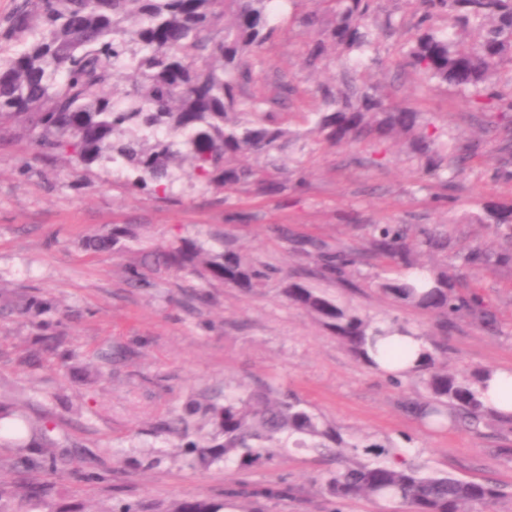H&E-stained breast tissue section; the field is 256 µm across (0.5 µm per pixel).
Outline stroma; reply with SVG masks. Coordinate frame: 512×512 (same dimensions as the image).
<instances>
[{
	"label": "stroma",
	"instance_id": "1",
	"mask_svg": "<svg viewBox=\"0 0 512 512\" xmlns=\"http://www.w3.org/2000/svg\"><path fill=\"white\" fill-rule=\"evenodd\" d=\"M289 0H278V31L266 44L255 87L272 91L277 75L292 78L288 102L291 126L304 128L318 111L315 94L326 72L304 63L309 33L292 24ZM398 54L395 40L381 41L376 63L362 69L389 102L413 107L459 142L479 143L453 203H434L433 188L419 189L414 163L403 140L380 151L366 144L320 147L304 157L306 191L291 201L280 195L242 198L249 220H225L222 194L195 186L189 176L177 184L180 201L131 193L111 166L71 169L67 156L47 159L34 148L27 124H13L0 137V290L51 303L46 316L23 315L0 302V399L20 415L47 416L53 437L70 448L74 466L95 458L109 480L87 484L70 471L17 475L12 452L0 448V500L10 512H110L123 501L145 512H168L171 504L200 495L213 500L238 481L253 485L285 482L299 498L264 500L257 512H380L375 504L339 501L324 493V475L339 467L332 457L287 448L271 462L242 473L235 466L193 469L178 440L156 428L188 397L223 393L225 387L265 386L292 393L351 441H387L407 460L463 478H490L512 488V455L502 454L491 429L477 434L438 428L404 408L413 390L408 379L367 367L306 311L282 295L285 277L299 276L313 261L288 251L273 228L287 226L297 237H314L364 249L373 224H428L450 230L451 253L480 244L497 249L488 225L469 222L479 204L512 201V181L493 178L494 141L472 121L467 101L425 81L413 70L380 68ZM377 155L376 165L355 166ZM354 223H347V216ZM130 226L134 237L114 250L88 249L91 237ZM238 239L254 260L276 273L255 293L215 282L201 284L147 260V253L182 239L218 250L225 236ZM148 280L133 287L131 270ZM383 267L364 265L349 289L309 278L340 302L374 320L397 323L439 340L451 367H512V266L475 268L463 292L476 293L497 318L496 331L462 321L441 335L437 318L406 309L380 296L374 283ZM55 323L67 355L33 359L42 320ZM124 451L129 464L115 463Z\"/></svg>",
	"mask_w": 512,
	"mask_h": 512
}]
</instances>
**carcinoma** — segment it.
<instances>
[{
  "mask_svg": "<svg viewBox=\"0 0 512 512\" xmlns=\"http://www.w3.org/2000/svg\"><path fill=\"white\" fill-rule=\"evenodd\" d=\"M293 23L310 31L305 65L317 70L334 50L342 67L333 82L317 87L322 108L310 127L292 129L282 111L292 82L276 79V92H246L262 64L265 45L274 37L275 0H22L0 26V135L8 124L25 120L38 131L44 156L65 153L72 169L112 164L127 171L132 192L163 193L176 200L174 170L188 166L205 188L224 193V205L242 194L262 197L303 191L304 161H295L293 180L282 172L281 155L299 141L335 147L344 143L379 145L405 137L423 185L448 190L477 146L448 147L437 128L421 122V113L393 106L378 88L358 76L379 38L398 29L390 17L373 26L377 0H291ZM414 33L401 47L405 66L422 78L470 94L472 118L494 134L500 154L497 179L512 180V86L492 78L512 72V0H416ZM441 17L448 29L435 27ZM504 240V251L480 246L460 256L461 268L512 264V204H485L474 217ZM130 229L88 241L108 251ZM294 250L315 255L318 274L354 287L352 269L362 255L313 238L292 240ZM447 251L448 234L427 225L373 224L369 253L391 277L377 290L403 307L439 317L448 332L459 317L492 329L496 319L475 294L460 291L457 270L442 264L430 281L412 279L415 253ZM153 260L201 281L220 282L251 293L265 285L273 269L249 258L232 239L224 250H208L194 240L159 249ZM283 295L327 328L356 358L373 367L368 347L376 336H392L404 327L382 323L299 280H285ZM493 368L448 367L440 345L428 342L424 363L411 371L424 394L405 402L416 418L450 417L454 425L476 429L496 425L512 437V416L504 418L481 402V389ZM214 434L203 443L191 431L193 418ZM176 435L192 466L234 464L250 468L269 460L275 448L312 451L362 450L374 460L350 459L329 472L323 490L338 500L365 499L394 505L401 512H482L504 498L495 480H463L450 473H425L391 445L352 443L342 431L314 413L294 394L272 388L224 392V401H189L163 425ZM48 426L29 427V436L5 440L13 448V468L23 474L58 470ZM298 490L285 483L224 489V500L207 497L176 502L169 512H253L252 500H288Z\"/></svg>",
  "mask_w": 512,
  "mask_h": 512,
  "instance_id": "1",
  "label": "carcinoma"
}]
</instances>
